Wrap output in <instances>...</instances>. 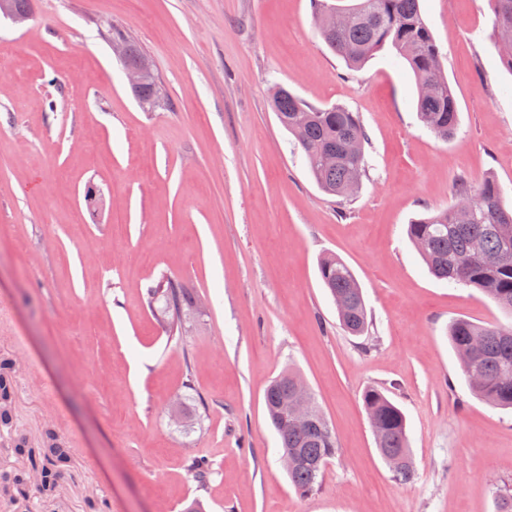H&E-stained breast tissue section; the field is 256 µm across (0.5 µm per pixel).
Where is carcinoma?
Segmentation results:
<instances>
[{"label":"carcinoma","instance_id":"carcinoma-1","mask_svg":"<svg viewBox=\"0 0 512 512\" xmlns=\"http://www.w3.org/2000/svg\"><path fill=\"white\" fill-rule=\"evenodd\" d=\"M491 4L499 58L512 71V0H491ZM313 8L316 14L331 12L321 36L348 68H359L385 47L393 48L413 73L421 121L439 137L455 133L456 100L444 75L440 50L421 14L420 0H352L349 4L313 0ZM111 39L129 43L127 63L145 58L137 44L120 31L113 30ZM156 82L151 74L133 91L147 110L160 106ZM270 103L280 124L303 151L319 188L329 195L353 196L365 172L368 143L359 115L343 105L313 107L284 85L274 88ZM454 197L448 208L413 220L408 225L409 238L436 278L478 288L504 312L512 313V211L491 176L477 185L459 181ZM319 277L336 304L345 331L364 335L369 327L367 311L351 267L340 257L327 254L320 259ZM150 294L163 303L162 316L171 326L183 308L193 304L185 288L170 279L159 282ZM448 338L472 392L492 406L512 408V325L457 319L448 327ZM15 373V362L0 358V422L5 424L12 418ZM299 379L293 370L281 374L268 386L265 403L283 454L293 459L288 479L297 492L307 496L316 490L318 478L339 448L318 408H313V418L305 425L288 422V405ZM363 403L374 435L381 438L377 444L380 455L397 458L394 477L411 481L414 471L403 412L378 389L365 391ZM33 477L42 493L55 491L57 473L47 468L20 476L15 485H25Z\"/></svg>","mask_w":512,"mask_h":512}]
</instances>
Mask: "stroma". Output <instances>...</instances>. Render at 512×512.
<instances>
[{
  "label": "stroma",
  "mask_w": 512,
  "mask_h": 512,
  "mask_svg": "<svg viewBox=\"0 0 512 512\" xmlns=\"http://www.w3.org/2000/svg\"><path fill=\"white\" fill-rule=\"evenodd\" d=\"M421 10L459 112L448 139L421 122L395 51L348 69L311 0H33L24 25L0 19V355L18 364L0 471L59 474L52 496L0 494V512H495L512 488V411L471 394L448 326L512 317L432 277L406 230L462 179L494 177L512 205V73L488 0ZM112 25L151 60L163 106L134 99ZM278 84L359 114L353 197L314 181L269 106ZM328 253L362 287L365 335L343 331L321 285ZM163 278L196 298L174 332L148 297ZM289 367L339 447L307 496L264 401ZM372 387L406 416L410 482L378 453Z\"/></svg>",
  "instance_id": "1"
}]
</instances>
